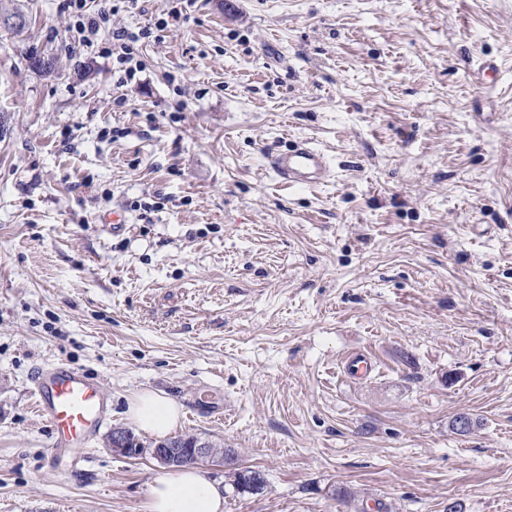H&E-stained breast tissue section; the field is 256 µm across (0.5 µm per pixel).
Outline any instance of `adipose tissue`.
<instances>
[{"label": "adipose tissue", "mask_w": 512, "mask_h": 512, "mask_svg": "<svg viewBox=\"0 0 512 512\" xmlns=\"http://www.w3.org/2000/svg\"><path fill=\"white\" fill-rule=\"evenodd\" d=\"M128 415L138 430L163 438L180 424V407L170 398L144 392L130 400ZM149 512H224V498L201 471L184 469L156 479Z\"/></svg>", "instance_id": "adipose-tissue-1"}]
</instances>
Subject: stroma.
<instances>
[{
    "label": "stroma",
    "mask_w": 512,
    "mask_h": 512,
    "mask_svg": "<svg viewBox=\"0 0 512 512\" xmlns=\"http://www.w3.org/2000/svg\"><path fill=\"white\" fill-rule=\"evenodd\" d=\"M111 2L93 47L62 0L0 31V512H148L164 468L105 446L144 390L263 473L199 463L224 512H512V0ZM295 139L328 183L267 170ZM59 360L111 401L78 473L33 409ZM150 34V27L142 29L138 33L129 32L127 30H116L112 32V45L115 48L112 49L111 54H114V49L116 48L121 50L117 59L120 64H130L129 67H126L124 70L125 74H127L130 79H132L138 71V62L136 61L134 65L131 64L135 60V45L141 38L149 37Z\"/></svg>",
    "instance_id": "stroma-1"
}]
</instances>
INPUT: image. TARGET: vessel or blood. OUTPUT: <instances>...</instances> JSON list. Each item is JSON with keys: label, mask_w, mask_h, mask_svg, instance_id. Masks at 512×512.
Instances as JSON below:
<instances>
[{"label": "vessel or blood", "mask_w": 512, "mask_h": 512, "mask_svg": "<svg viewBox=\"0 0 512 512\" xmlns=\"http://www.w3.org/2000/svg\"><path fill=\"white\" fill-rule=\"evenodd\" d=\"M266 166L288 186L313 187L332 176L327 156L307 140L293 142L288 151L268 153ZM30 383L34 411L51 429V459L70 455L86 461L107 404L99 382L89 372L58 361L36 366Z\"/></svg>", "instance_id": "1"}]
</instances>
